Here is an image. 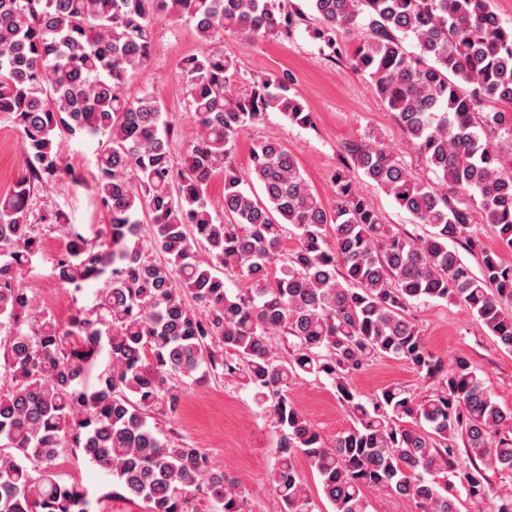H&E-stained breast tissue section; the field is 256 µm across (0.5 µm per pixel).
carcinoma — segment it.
<instances>
[{"instance_id": "1", "label": "carcinoma", "mask_w": 512, "mask_h": 512, "mask_svg": "<svg viewBox=\"0 0 512 512\" xmlns=\"http://www.w3.org/2000/svg\"><path fill=\"white\" fill-rule=\"evenodd\" d=\"M309 7L314 38L334 54L337 36L363 33L352 69L370 79L436 176H416L376 138L347 147L350 169L409 213L421 234L383 223L344 170L325 205L277 142H254L250 168L236 167L239 134L268 113L313 124L285 76L237 92L236 60L220 45L227 33L245 45L291 35L295 20L281 0H0V114L16 126L25 162L0 195V370L11 380L0 388V512H92L87 490L60 478L68 448L112 477L102 501L197 512L201 493L213 512H248L226 472L148 425L154 410L179 399L176 381L203 367L241 378L275 420L271 481L284 512L317 509L298 454L320 476L333 512H370L371 492L408 499L419 512H460V488L512 512V488L488 475L512 474V410L492 401L469 358L445 366L407 315L417 303H458L512 352V263L471 231L477 211L512 249V27L493 0ZM156 13L194 23L204 44L183 62L200 135L178 165L159 98L125 92L148 65ZM484 102L492 107L478 111ZM65 135L102 138L87 187L108 219L93 240L64 227L55 279L77 289L105 284L67 326L21 284L41 249L34 191L79 181L60 150ZM218 176L223 220L209 193ZM255 182L260 195L248 189ZM457 196L466 207L451 203ZM288 236L296 245L283 257ZM451 242L476 254L478 269ZM226 270L242 284L235 293ZM273 336L291 339L288 356L275 353ZM104 352L109 366L91 384ZM379 357L404 362L435 388L421 401L400 385L361 399L354 379ZM304 375L330 380L350 417L330 445L292 399Z\"/></svg>"}]
</instances>
